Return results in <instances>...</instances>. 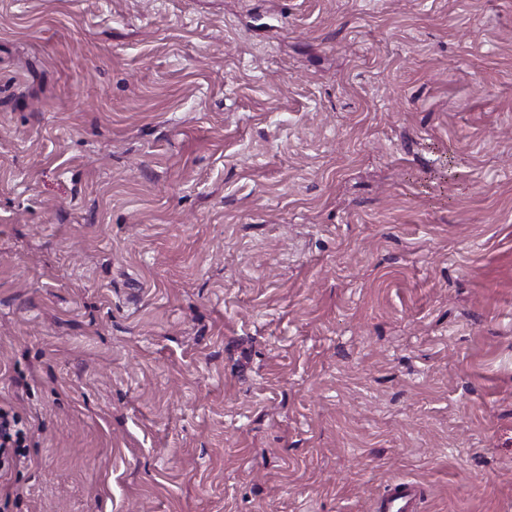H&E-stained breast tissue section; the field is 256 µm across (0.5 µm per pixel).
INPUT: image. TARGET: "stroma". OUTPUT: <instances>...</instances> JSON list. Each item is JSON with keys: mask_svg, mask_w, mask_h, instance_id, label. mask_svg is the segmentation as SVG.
<instances>
[{"mask_svg": "<svg viewBox=\"0 0 512 512\" xmlns=\"http://www.w3.org/2000/svg\"><path fill=\"white\" fill-rule=\"evenodd\" d=\"M0 512H512V0H0ZM17 418L0 408V468L9 466L21 455L25 448L24 431L18 427ZM415 501L414 489L404 482H398L381 502L379 512H415Z\"/></svg>", "mask_w": 512, "mask_h": 512, "instance_id": "obj_1", "label": "stroma"}]
</instances>
